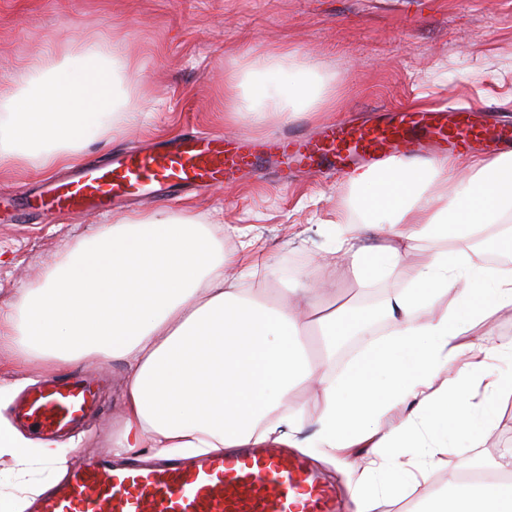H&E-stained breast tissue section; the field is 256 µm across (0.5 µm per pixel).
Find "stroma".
<instances>
[{"mask_svg":"<svg viewBox=\"0 0 512 512\" xmlns=\"http://www.w3.org/2000/svg\"><path fill=\"white\" fill-rule=\"evenodd\" d=\"M112 37L129 63L118 71L115 90L129 94L142 118L90 145L87 165L191 131L261 140L299 128L314 137L338 120L359 124L386 108L478 102L512 116V0H0V89L24 88L22 67L33 61L74 70L82 43ZM274 51L287 54L284 70L250 73L251 62ZM316 76L336 95L324 111L284 112L257 123L224 109L225 79L284 94L296 80ZM69 176L29 167L0 172V306L39 284L54 260L111 220L98 210L68 218L24 209L19 192L36 197ZM359 196L351 180L332 171L301 172L285 184L268 169L119 212L195 216L228 254L238 247L232 226L249 227L264 258L252 283L273 299L280 289L327 275L330 220L340 213L362 223ZM402 286L395 274L364 288L346 269L336 276L334 298L374 313V331L382 334L389 328L382 300ZM84 369L102 383L97 410L62 441L73 464L111 453L124 423L122 362ZM508 448L512 402L505 400L480 447L464 442L442 457L429 486L443 485L466 464L501 460Z\"/></svg>","mask_w":512,"mask_h":512,"instance_id":"obj_1","label":"stroma"}]
</instances>
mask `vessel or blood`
<instances>
[{
  "label": "vessel or blood",
  "mask_w": 512,
  "mask_h": 512,
  "mask_svg": "<svg viewBox=\"0 0 512 512\" xmlns=\"http://www.w3.org/2000/svg\"><path fill=\"white\" fill-rule=\"evenodd\" d=\"M447 150L481 145L490 152L512 150V126L487 127L472 108L432 106L387 112L368 126L342 122L315 139L292 131L266 140H224L192 135L156 148L113 155L40 195L39 203L69 213L106 206L113 199L149 196L155 189L228 182L279 163L281 180L303 167L333 166L347 174L379 168L389 160L423 159L425 143ZM84 379L46 381L20 408V417L42 434L72 431L94 404ZM31 512H337L336 496L304 461L272 448H238L191 462L145 467L110 460L84 462L65 481L49 488Z\"/></svg>",
  "instance_id": "obj_1"
}]
</instances>
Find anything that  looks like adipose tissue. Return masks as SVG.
Wrapping results in <instances>:
<instances>
[{"mask_svg": "<svg viewBox=\"0 0 512 512\" xmlns=\"http://www.w3.org/2000/svg\"><path fill=\"white\" fill-rule=\"evenodd\" d=\"M116 50L112 41L88 43L80 67L59 75L27 66L30 95L0 96V169L73 166L91 141L138 119L115 100ZM323 90L304 80L288 96L257 88L226 106L261 122L313 106ZM473 169L456 182L455 163L444 157L357 177L365 221L339 233L332 262L351 267L365 286L397 270L405 285L385 300L389 332L367 341L339 376L328 374L327 359L367 329L369 316L324 311L321 281L305 289L302 304L286 293L267 299L225 274L229 259L202 222L147 213L118 217L72 247L39 287L0 314V347L47 373L121 360L118 454L144 448L154 458L188 457L254 442L331 462L342 449L363 448L364 465L348 463L358 471L356 512H383L409 492L421 512H512V458L482 468L474 482L449 474L442 494L426 487L436 458L459 439L478 447L495 406L512 395V379L490 365L494 356L512 358V343L490 349L466 338L512 308V229L503 227L512 216V154ZM380 228L383 245L361 246L365 231ZM478 237L500 251L499 265L473 247ZM422 241L432 246L424 256ZM449 241L457 249H446ZM314 327L324 339L319 360L306 344ZM304 382L317 386L322 405L309 436L288 408ZM475 384L485 395L479 403ZM67 453L0 421V469L12 476L0 512H25L42 489L34 472L62 473Z\"/></svg>", "mask_w": 512, "mask_h": 512, "instance_id": "1", "label": "adipose tissue"}]
</instances>
